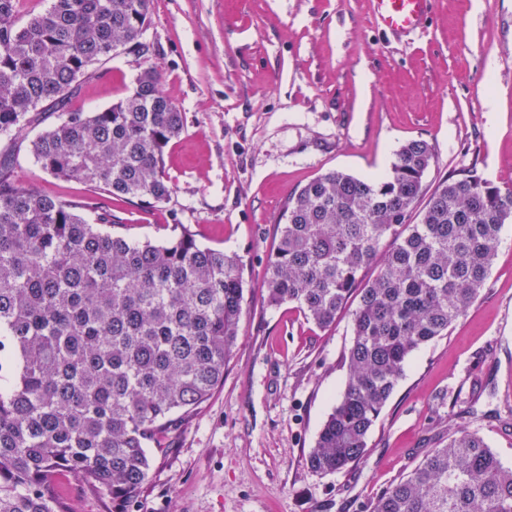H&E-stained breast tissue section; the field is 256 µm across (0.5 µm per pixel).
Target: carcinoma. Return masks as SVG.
Instances as JSON below:
<instances>
[{
  "instance_id": "1",
  "label": "carcinoma",
  "mask_w": 512,
  "mask_h": 512,
  "mask_svg": "<svg viewBox=\"0 0 512 512\" xmlns=\"http://www.w3.org/2000/svg\"><path fill=\"white\" fill-rule=\"evenodd\" d=\"M152 2L50 0L25 19L20 0H0V137L21 144L58 113L28 139L36 164L114 204L169 202L165 157L184 115L152 66L109 107H66L95 65L148 54ZM435 163L431 144L413 139L387 174L329 170L281 213L266 302L326 329L359 296L345 386L306 457L314 473L364 459L406 359L477 299L512 221V189L472 171L428 190ZM126 229L103 203L22 186L0 163V512H73L58 492L69 474L133 501L149 478L148 448L224 383L244 314L243 260L198 244L183 224L160 241ZM371 512H512V467L477 433L450 428Z\"/></svg>"
}]
</instances>
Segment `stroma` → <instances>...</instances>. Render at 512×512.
I'll use <instances>...</instances> for the list:
<instances>
[{"mask_svg":"<svg viewBox=\"0 0 512 512\" xmlns=\"http://www.w3.org/2000/svg\"><path fill=\"white\" fill-rule=\"evenodd\" d=\"M143 39L147 58L93 67L67 109L112 105L141 68L162 74L185 115L166 154L174 193L115 213L133 237L183 224L240 256L246 304L223 385L150 449L127 512H369L453 425L512 466V223L478 298L408 357L367 456L343 474L313 473L305 458L345 385L352 313L322 330L268 305L262 287L288 196L326 171L379 176L401 144L424 139L437 158L429 185L471 170L512 186V0H434L402 36L379 27L373 0H153ZM16 160L22 185L92 195L26 151Z\"/></svg>","mask_w":512,"mask_h":512,"instance_id":"obj_1","label":"stroma"}]
</instances>
